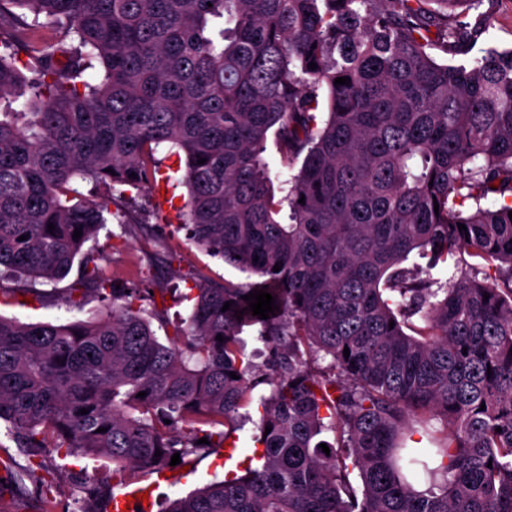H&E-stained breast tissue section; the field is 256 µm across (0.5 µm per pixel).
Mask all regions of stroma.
Instances as JSON below:
<instances>
[{"mask_svg":"<svg viewBox=\"0 0 512 512\" xmlns=\"http://www.w3.org/2000/svg\"><path fill=\"white\" fill-rule=\"evenodd\" d=\"M168 223L148 220L142 224L121 223L110 217L94 240L88 242L98 258V264L111 284L121 288L139 289L147 298L160 288L187 291L196 272H204L214 280L242 284L246 274L211 257L188 241L175 219V209H168ZM170 256L166 266L151 264L149 256L156 250ZM102 309L98 299H90L83 310H67L58 296L50 295L39 300L0 307V315L23 322L66 323L76 319L86 320L97 316ZM44 466L26 479L15 481L13 474H6L0 481V512H67L68 506L80 496L79 483L92 479L113 485L111 462L89 457H66L54 448L43 452ZM223 451L217 450L194 459L185 470L178 484L160 483L153 492L151 512H160L165 497L188 493L213 481L223 480L232 469Z\"/></svg>","mask_w":512,"mask_h":512,"instance_id":"stroma-1","label":"stroma"}]
</instances>
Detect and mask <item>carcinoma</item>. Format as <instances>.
<instances>
[{"label":"carcinoma","mask_w":512,"mask_h":512,"mask_svg":"<svg viewBox=\"0 0 512 512\" xmlns=\"http://www.w3.org/2000/svg\"><path fill=\"white\" fill-rule=\"evenodd\" d=\"M482 2L0 0V273L16 280L0 305L76 261L63 302H112L69 323L0 316V432L31 459L51 444L117 477L172 472L173 454L224 446L264 369L262 449L163 512H512V49L435 59L488 33ZM271 135L285 165L303 157L278 201ZM165 147L185 159L188 239L261 278L194 274L186 318L165 288L147 307L117 291L84 251ZM415 250L427 269L403 266ZM255 289L279 306L267 319L242 299ZM80 489V512L111 499Z\"/></svg>","instance_id":"obj_1"}]
</instances>
